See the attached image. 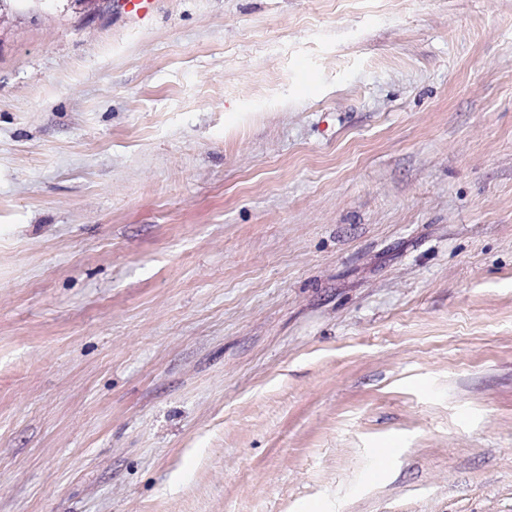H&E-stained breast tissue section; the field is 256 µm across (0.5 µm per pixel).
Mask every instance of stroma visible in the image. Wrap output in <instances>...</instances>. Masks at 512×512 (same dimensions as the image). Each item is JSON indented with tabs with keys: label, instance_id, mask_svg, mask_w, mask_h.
<instances>
[{
	"label": "stroma",
	"instance_id": "1",
	"mask_svg": "<svg viewBox=\"0 0 512 512\" xmlns=\"http://www.w3.org/2000/svg\"><path fill=\"white\" fill-rule=\"evenodd\" d=\"M0 512H512V0L0 11Z\"/></svg>",
	"mask_w": 512,
	"mask_h": 512
}]
</instances>
